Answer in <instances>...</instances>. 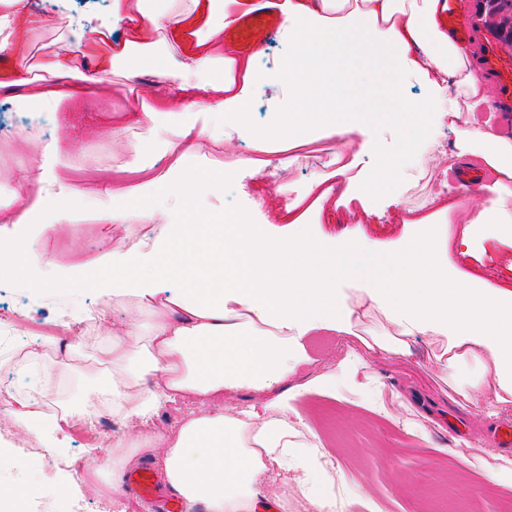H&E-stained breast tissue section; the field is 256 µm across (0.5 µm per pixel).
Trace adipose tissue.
Masks as SVG:
<instances>
[{
  "mask_svg": "<svg viewBox=\"0 0 512 512\" xmlns=\"http://www.w3.org/2000/svg\"><path fill=\"white\" fill-rule=\"evenodd\" d=\"M219 6L216 0H181L163 17L145 10L142 0H110L97 16L91 45L101 81L137 50L176 83L159 107L131 102L128 124L147 125L162 111L177 135L188 139L197 113L221 112L239 131L249 121L252 87L286 82L300 91L301 107L256 133V144L288 145L303 127L316 124L345 150L369 121L367 113L340 105L349 88L337 83L336 68L351 55L368 71L387 66L394 88L410 78L419 81L428 93L426 111L442 117L460 119L488 98L482 74L438 23L446 0H282L279 37L290 52L281 67L264 73L254 55L225 47L223 29L213 22ZM220 7L228 17L246 14L255 0H225ZM32 29V20L18 10L0 14V54L11 57L18 87L29 83ZM215 64L222 69L217 79H197V72ZM45 69L49 85L33 89L29 99L51 111L72 97L78 74L59 60ZM457 144L464 151L484 146L493 173L487 197L466 208L455 225L413 217L415 237L385 254L363 239L310 233L291 203L279 214L287 223L282 232L221 211L211 223H192L195 194L219 193L224 184L207 170L190 175L180 222L156 223L138 187L109 189L111 207L95 216L100 232L132 216L152 227L132 247L129 269L97 291L103 301L127 302L120 328L102 331L111 368L104 394L113 416L143 428L136 437L113 440L104 462L113 487H120L127 468L148 459L173 492L203 504L206 512H261L272 496L263 481L276 472L292 476L307 512H336V497L322 490L331 481L322 444L293 402L308 393H335L337 374L356 379L361 360L353 353L337 370L291 388L286 382L310 363V336L354 335L371 310L387 327L360 338L367 353L405 361L413 343L426 339L450 390L492 414L511 407L512 289L484 287L449 267L447 257L452 251L470 256L474 233L483 226L512 241V209L502 204L503 193L512 190V141L463 123ZM405 168L396 157L361 168L349 179L351 191L339 196L315 179L317 208L363 205L374 196L400 206L396 186ZM242 391L256 393L257 402L227 413L224 399ZM178 401L194 403L195 411L172 432L147 431L161 407ZM92 411L86 404L43 414L21 401L7 417L19 432L38 434L46 447L63 453L75 418ZM272 497L288 502L284 489Z\"/></svg>",
  "mask_w": 512,
  "mask_h": 512,
  "instance_id": "adipose-tissue-1",
  "label": "adipose tissue"
}]
</instances>
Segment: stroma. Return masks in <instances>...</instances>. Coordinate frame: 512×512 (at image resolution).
I'll use <instances>...</instances> for the list:
<instances>
[{"label":"stroma","instance_id":"1","mask_svg":"<svg viewBox=\"0 0 512 512\" xmlns=\"http://www.w3.org/2000/svg\"><path fill=\"white\" fill-rule=\"evenodd\" d=\"M109 0H70L69 15H62L56 0H21L20 8L38 21L39 29L31 37V61L62 55L66 44L61 39L64 30L73 36L88 35V28L68 27V19L92 17L106 10ZM359 63L345 59L336 72L337 80L351 84L350 100L373 118L367 135L357 136V144L365 154L352 160L350 171L397 154L401 149L393 128L401 115L388 91L389 73L373 79L356 80ZM173 86L157 71L150 60L140 54L118 63L110 83L92 96L79 95L70 108L66 121L47 124L45 135L72 143L70 154L61 157L54 166L60 179L72 185L74 194L65 205L76 219L66 225L62 234L45 237L39 234L41 222L50 219L55 201H45L35 214H26L24 205L13 203L12 190L20 169H39L44 163L40 140L29 137L30 119L20 110L25 101V89L12 93L0 92V137L7 138L18 158L9 168L0 170V200L8 202L14 216L22 217L28 277L16 278L11 289L0 292V306L29 304L34 318L47 322L55 318V305L40 300L37 284L81 278L80 270L61 264V250L74 246L79 259L113 254L114 269L104 272L111 279L113 272L122 271L126 262L128 240L138 236L141 225L130 220L114 224L110 234L97 232L93 215L106 203L95 194L100 185H138L144 200L169 217L179 215V203L174 193L152 181V172L178 165L183 172L207 169L219 171L226 162L224 117L199 115L197 124L203 127L200 137L191 142H178L164 114H157L153 125L125 129V110L131 100L145 97L146 101L162 97ZM296 96L295 89L274 90L266 84H256L250 97V118L253 130L236 137L234 149L238 158L247 159L248 167L238 174L245 193L230 192L223 196L199 198L194 223L206 224L214 212L231 207L240 211L251 208L253 196L270 192L279 205L298 201L305 213L306 224L315 232L336 238L369 237L377 251L394 248L409 235L413 227L403 221L408 209L419 206L425 199L444 193L447 202L464 209L469 198L460 188L462 169L485 171L484 161L477 156L458 155L457 132L448 124L438 125L429 144L436 161L425 169H409L400 188L403 206L387 209L374 223H366L361 208L339 207L328 218H317L314 198L308 188L315 177H331L334 187L345 190L346 176L337 174L336 140L321 128L309 129L296 145L267 154L254 149L253 131L269 125L273 111H287ZM122 128V135H113V128ZM140 145L139 158H132L129 143ZM462 274L480 278L491 287L512 288V244L476 233L473 254L466 260L450 256ZM71 328L59 339L52 357L46 363L51 369V383L46 393L58 408L65 409L95 399L106 382L100 364L105 345L81 329L86 299L65 297ZM355 341L345 336L328 339L312 337L309 343L311 364L303 366L296 382L337 367L353 350ZM410 361L378 359L370 362L372 388H359L341 383L336 396L306 394L295 401L296 408L307 417L323 442L332 462L331 472L336 486L345 488L347 499L353 500L351 512H431L438 503H447L450 512H502L512 500V478L503 477L491 483L476 466L474 457L482 449L493 447L494 429L502 422H512V408L496 416L465 403L437 378V364L426 340L413 345ZM401 395L413 404L412 409L399 408L392 401ZM73 460L82 465L81 471L66 467L48 468L42 455L29 454V468L24 480L29 481L38 495L54 494L60 485H69L72 497L81 499L87 512H101L105 503L128 504L131 496L124 491L113 492L111 479L95 473L93 459L81 439L70 445Z\"/></svg>","mask_w":512,"mask_h":512}]
</instances>
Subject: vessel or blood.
<instances>
[{
	"mask_svg": "<svg viewBox=\"0 0 512 512\" xmlns=\"http://www.w3.org/2000/svg\"><path fill=\"white\" fill-rule=\"evenodd\" d=\"M466 19L449 11L444 19L449 31L467 45L479 48L476 62L489 79L503 121L512 122V0H471ZM274 28L267 8L261 7L237 24L234 39L244 45L258 42ZM126 489L133 497L157 501V512H187L179 499L164 496L161 482L151 466L129 473Z\"/></svg>",
	"mask_w": 512,
	"mask_h": 512,
	"instance_id": "obj_1",
	"label": "vessel or blood"
}]
</instances>
